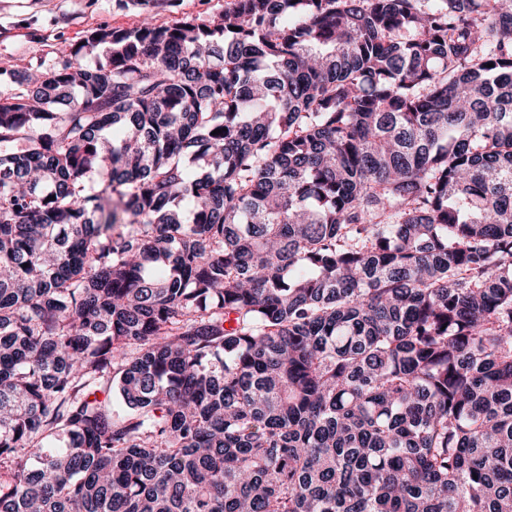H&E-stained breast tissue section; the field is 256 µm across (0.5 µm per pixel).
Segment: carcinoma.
Here are the masks:
<instances>
[{"mask_svg": "<svg viewBox=\"0 0 512 512\" xmlns=\"http://www.w3.org/2000/svg\"><path fill=\"white\" fill-rule=\"evenodd\" d=\"M17 84L0 512H512V0H230Z\"/></svg>", "mask_w": 512, "mask_h": 512, "instance_id": "carcinoma-1", "label": "carcinoma"}]
</instances>
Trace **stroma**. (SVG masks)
Wrapping results in <instances>:
<instances>
[{
    "instance_id": "1",
    "label": "stroma",
    "mask_w": 512,
    "mask_h": 512,
    "mask_svg": "<svg viewBox=\"0 0 512 512\" xmlns=\"http://www.w3.org/2000/svg\"><path fill=\"white\" fill-rule=\"evenodd\" d=\"M226 5V0H0V97L11 91L12 72L40 73L58 48L98 27L130 28L146 15L170 25L216 16Z\"/></svg>"
}]
</instances>
